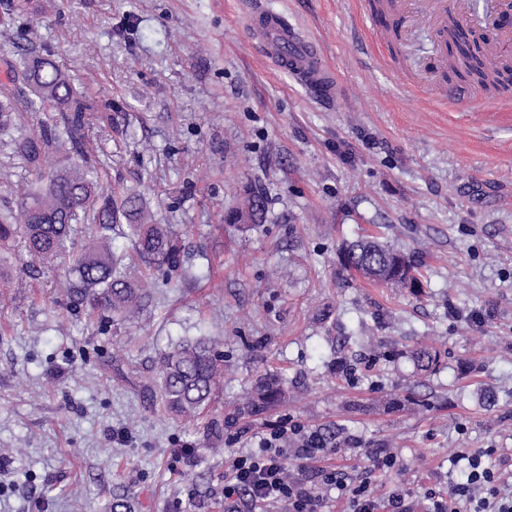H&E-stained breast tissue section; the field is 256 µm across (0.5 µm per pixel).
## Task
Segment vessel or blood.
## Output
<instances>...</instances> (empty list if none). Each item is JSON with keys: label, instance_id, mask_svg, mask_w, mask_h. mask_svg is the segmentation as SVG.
<instances>
[{"label": "vessel or blood", "instance_id": "b4317fda", "mask_svg": "<svg viewBox=\"0 0 512 512\" xmlns=\"http://www.w3.org/2000/svg\"><path fill=\"white\" fill-rule=\"evenodd\" d=\"M455 7L468 26L487 33V57L492 65L512 59V30L498 24L500 14L512 9V0H483L478 9L458 0ZM394 9L407 33L422 24L440 32L448 26L446 0H397ZM246 25L261 41L264 55L272 65L287 71L317 101L334 104L339 94L336 77L318 63L317 49L301 28L290 24L284 15L269 10L262 0H249ZM447 67V57L440 54L433 65L416 67V87L431 93L435 100L453 105H478L486 112L512 110L511 95L482 105L464 88L445 85L440 76Z\"/></svg>", "mask_w": 512, "mask_h": 512}]
</instances>
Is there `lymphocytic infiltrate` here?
<instances>
[{"instance_id": "obj_1", "label": "lymphocytic infiltrate", "mask_w": 512, "mask_h": 512, "mask_svg": "<svg viewBox=\"0 0 512 512\" xmlns=\"http://www.w3.org/2000/svg\"><path fill=\"white\" fill-rule=\"evenodd\" d=\"M332 454L320 429L286 418L257 433L254 446L235 450L224 464V512H324L333 501L343 512H414L380 474L398 470L396 453L368 451L363 472L329 465ZM493 449H456L462 479L427 489V512H512V470L487 464Z\"/></svg>"}]
</instances>
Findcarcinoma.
Here are the masks:
<instances>
[{"mask_svg": "<svg viewBox=\"0 0 512 512\" xmlns=\"http://www.w3.org/2000/svg\"><path fill=\"white\" fill-rule=\"evenodd\" d=\"M28 0H11L0 14V29L34 27L38 19L25 8ZM0 131H11L12 154L21 160L26 187L13 202L0 207V266L7 262L12 243L22 239L26 251L43 261L71 257L75 279L64 284L69 303L78 308L102 302L114 314L131 315L141 309L147 294L144 281L129 277L124 256L108 239L97 245L77 242V225L91 222L101 231L116 232L129 223L134 253L145 271L161 260L179 266L180 246L167 224H136L139 198L117 196L105 186L107 171L94 152L89 128L101 111L86 88L76 86L54 53L43 48L21 49L0 59ZM448 66L454 74L483 90L504 85L501 71L486 65L480 51L457 48ZM260 192L247 194L236 211L252 222L263 218ZM344 266L362 277L391 288H421L415 255L387 246L374 237H360L343 253ZM214 337L201 334L179 341L163 357L157 380L162 410L178 423H188L215 401L224 377V359ZM428 346L413 352L422 370L436 362ZM281 394L271 377L256 381L246 397V408L258 410Z\"/></svg>", "mask_w": 512, "mask_h": 512, "instance_id": "cac0c4a2", "label": "carcinoma"}]
</instances>
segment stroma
I'll use <instances>...</instances> for the list:
<instances>
[{"mask_svg":"<svg viewBox=\"0 0 512 512\" xmlns=\"http://www.w3.org/2000/svg\"><path fill=\"white\" fill-rule=\"evenodd\" d=\"M31 0L40 24L0 33L54 50L113 119L90 131L112 184L171 225L176 271L147 280L134 318L70 311L59 258L0 270V512H224L223 447L283 416L394 449L425 512L456 448L512 449V111L456 110L414 90L368 0H265L316 43L343 87L314 102L254 45L240 0ZM248 191L258 224H228ZM373 235L413 252L425 295L345 269ZM224 356L212 408L182 426L155 381L180 339ZM433 345L438 365L411 352ZM356 369L354 382L340 372ZM286 395L256 413L257 378Z\"/></svg>","mask_w":512,"mask_h":512,"instance_id":"obj_1","label":"stroma"}]
</instances>
